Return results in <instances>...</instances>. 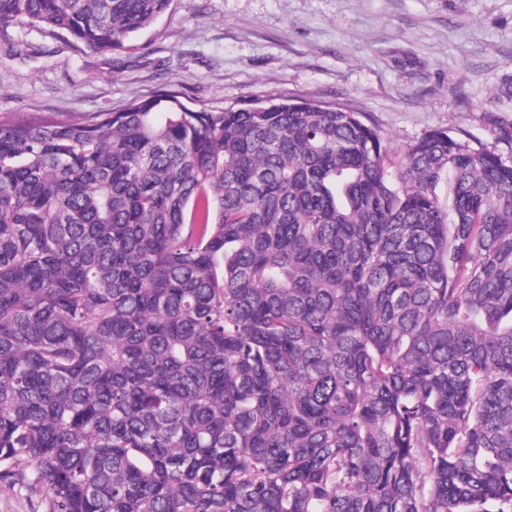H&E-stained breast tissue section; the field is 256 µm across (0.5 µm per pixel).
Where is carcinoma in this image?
Wrapping results in <instances>:
<instances>
[{"label":"carcinoma","mask_w":512,"mask_h":512,"mask_svg":"<svg viewBox=\"0 0 512 512\" xmlns=\"http://www.w3.org/2000/svg\"><path fill=\"white\" fill-rule=\"evenodd\" d=\"M171 2L0 27L110 53ZM388 154L318 100L0 116V482L50 512H512V159Z\"/></svg>","instance_id":"cac0c4a2"}]
</instances>
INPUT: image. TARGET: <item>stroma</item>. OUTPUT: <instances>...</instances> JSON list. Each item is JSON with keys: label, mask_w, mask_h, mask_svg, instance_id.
I'll return each mask as SVG.
<instances>
[{"label": "stroma", "mask_w": 512, "mask_h": 512, "mask_svg": "<svg viewBox=\"0 0 512 512\" xmlns=\"http://www.w3.org/2000/svg\"><path fill=\"white\" fill-rule=\"evenodd\" d=\"M194 109L267 98L367 113L391 159L432 130H512V0H172L135 46L0 34V114L118 112L161 91Z\"/></svg>", "instance_id": "1"}]
</instances>
